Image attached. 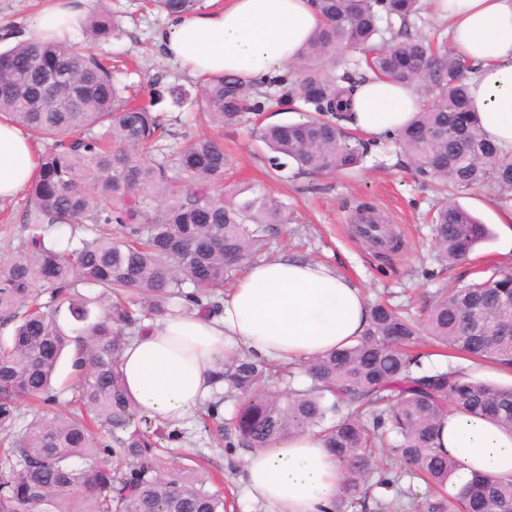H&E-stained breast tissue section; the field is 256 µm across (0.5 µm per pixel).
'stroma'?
<instances>
[{
    "label": "stroma",
    "mask_w": 512,
    "mask_h": 512,
    "mask_svg": "<svg viewBox=\"0 0 512 512\" xmlns=\"http://www.w3.org/2000/svg\"><path fill=\"white\" fill-rule=\"evenodd\" d=\"M49 0H0V30H13L18 39L30 38L33 21ZM119 29L112 38L93 44L94 54L111 59L120 83L138 93L148 80L161 88L174 85L194 86L195 81L160 52L157 33L169 18L149 7L148 0H105ZM202 107L198 104L176 106L171 99L155 106L170 131L162 140L165 152L173 153L186 140L210 134ZM257 116L248 114L246 122L224 131V145L230 161L226 182L234 187L263 188L274 194L288 208L290 220L278 225L265 253L266 258L283 254L316 260L333 266L353 280L367 302L384 301L420 317L426 300L440 288H453L461 282L486 277L495 268L512 269V226L502 216L512 211V201L499 198L484 187L459 196L458 201L484 224L490 238L468 258L446 267L435 247L431 217L444 202L411 172L406 156L389 139L371 147L364 161L353 171L276 181L267 175L268 164L260 142L254 136ZM358 198L373 201L395 224L407 242L402 256L385 263L354 236L349 224V206ZM26 195L0 202V259L11 255L27 234L24 224ZM428 362L438 368L457 365L470 378L512 385V372L492 364L463 359L439 349ZM181 436L168 442L172 466L182 465L185 457L207 459V469L216 476L227 503V512H268L267 506L251 500L245 493L241 471V453L219 449L214 435L205 431L199 415H191L177 426Z\"/></svg>",
    "instance_id": "obj_1"
}]
</instances>
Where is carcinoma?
Listing matches in <instances>:
<instances>
[{"mask_svg":"<svg viewBox=\"0 0 512 512\" xmlns=\"http://www.w3.org/2000/svg\"><path fill=\"white\" fill-rule=\"evenodd\" d=\"M170 16L206 8L204 0H152ZM320 25L296 62L269 79L285 103H303L304 120L259 124L254 134L267 148V163L280 178L355 168L368 151L342 121L344 90L332 71L347 52H364L361 79L376 77L425 87L423 107L395 142L417 177L452 197L491 187L512 199V157L487 158L481 127L469 117L470 65L450 49L412 37L408 27L422 0H315ZM399 28H394V21ZM115 20L97 8L85 25L93 42L112 36ZM394 34V39L385 33ZM49 74L57 76L47 82ZM211 127L220 134L246 112L264 111L262 92L224 76L197 89ZM163 100L124 97L112 63L82 46L34 39L0 51V115L46 143L28 187V234L0 261V433L16 463L0 467V512H84L82 494L101 512H226L224 496L207 486L192 464L168 467L164 435L132 401L121 355L145 321L181 307L217 313L224 282L258 259L288 209L273 194L224 185L227 154L215 137L191 139L175 153L159 142L168 135L152 107ZM118 224L77 247L47 239L56 225ZM441 260L466 258L489 232L458 202L432 218ZM69 327L59 321L61 310ZM434 342L512 370V273L439 290L426 305L425 325L395 308L368 307L364 331L352 344L299 365L310 379L303 389H272L280 367L264 358L224 362L218 379L236 395L231 421L221 401L206 407L224 449L265 448L287 438L318 433L342 474L333 512H356L372 501L392 512L385 493L397 480L367 484L385 436L404 471L423 476L434 492L411 497L413 512H512V480L477 475L446 491L458 465L439 448L440 420L453 410L484 417L512 430V386L473 381L462 369L424 363L415 351L422 332ZM70 350L76 378L71 403L59 413L54 387L59 360ZM36 403L18 426L21 405ZM370 422L362 420V410ZM384 490L375 495L373 489Z\"/></svg>","mask_w":512,"mask_h":512,"instance_id":"carcinoma-1","label":"carcinoma"}]
</instances>
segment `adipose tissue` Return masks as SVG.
Wrapping results in <instances>:
<instances>
[{
  "instance_id": "1",
  "label": "adipose tissue",
  "mask_w": 512,
  "mask_h": 512,
  "mask_svg": "<svg viewBox=\"0 0 512 512\" xmlns=\"http://www.w3.org/2000/svg\"><path fill=\"white\" fill-rule=\"evenodd\" d=\"M448 21L451 49L466 57L473 115L487 139L512 151V0H432ZM78 11L54 0L34 23V39L74 42ZM319 23L313 0H225L173 18L157 35L162 54L199 82L224 74L256 85L281 72ZM421 98L384 79L356 83L349 126L368 139L397 134ZM38 169L27 134L0 121V200L18 196ZM360 287L327 265L281 256L247 266L218 316L183 312L155 320L121 355L129 395L150 418L176 425L213 394L215 372L241 351L300 362L352 343L367 321ZM457 482L474 474L512 480V432L451 412L440 426ZM249 497L269 512H330L340 485L317 435L304 434L243 455Z\"/></svg>"
}]
</instances>
